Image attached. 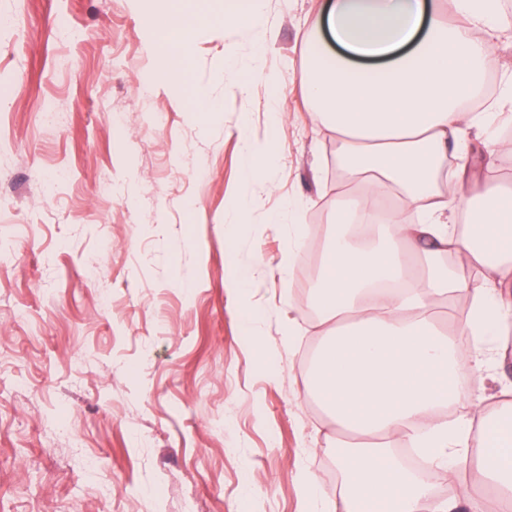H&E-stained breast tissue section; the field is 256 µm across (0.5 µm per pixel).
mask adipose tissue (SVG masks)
<instances>
[{"mask_svg": "<svg viewBox=\"0 0 512 512\" xmlns=\"http://www.w3.org/2000/svg\"><path fill=\"white\" fill-rule=\"evenodd\" d=\"M224 24L266 34L267 0H225ZM506 29L501 0H315L299 82L336 137L347 189L311 300L323 332L299 394L334 426L325 440L341 480L328 488L300 466L302 512H486L487 489L512 498V380L476 398L462 389L490 379L512 332V188L493 175L512 147L497 135L512 123V82L485 111L462 104L482 97ZM473 126L488 154L463 209L439 183L449 156H468ZM275 162L269 141L243 134L242 184L271 190ZM386 195L397 209L385 215ZM412 207L421 222L401 223ZM458 295L467 312L441 331L434 308ZM402 440L425 470L394 456ZM444 468L465 473L461 496L434 499L429 476Z\"/></svg>", "mask_w": 512, "mask_h": 512, "instance_id": "ef3b65f1", "label": "adipose tissue"}]
</instances>
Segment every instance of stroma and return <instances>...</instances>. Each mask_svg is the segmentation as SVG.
Instances as JSON below:
<instances>
[{"instance_id": "obj_1", "label": "stroma", "mask_w": 512, "mask_h": 512, "mask_svg": "<svg viewBox=\"0 0 512 512\" xmlns=\"http://www.w3.org/2000/svg\"><path fill=\"white\" fill-rule=\"evenodd\" d=\"M271 8L284 122L269 193L238 179L239 130L264 135L267 100L261 82L244 101L215 76L229 48L246 75L256 46L249 27H223L224 0H0V512H298L299 462L338 482L321 410L298 387L342 180L298 78L313 0ZM172 10L209 21L186 73L144 24ZM202 90L218 109L195 120ZM40 103L65 123L40 126ZM240 194L253 203L233 247ZM289 199L308 233L283 277L271 217ZM234 259L266 314L261 357L225 294ZM298 304L288 352L280 330Z\"/></svg>"}]
</instances>
